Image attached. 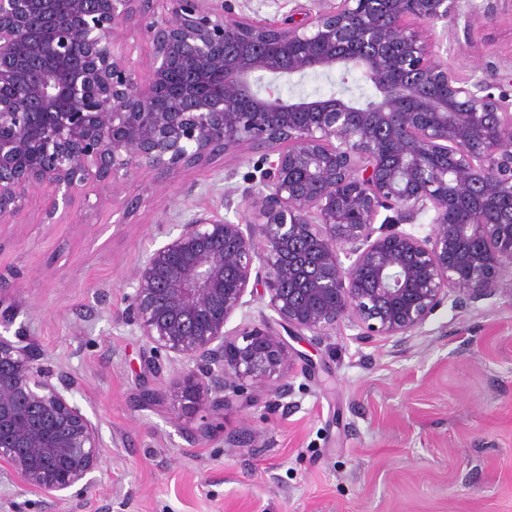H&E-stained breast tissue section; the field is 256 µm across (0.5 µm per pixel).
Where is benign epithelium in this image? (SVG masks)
<instances>
[{"instance_id": "obj_1", "label": "benign epithelium", "mask_w": 512, "mask_h": 512, "mask_svg": "<svg viewBox=\"0 0 512 512\" xmlns=\"http://www.w3.org/2000/svg\"><path fill=\"white\" fill-rule=\"evenodd\" d=\"M462 0H315L299 20L236 15L224 0H0V224L51 188L66 219L92 184L261 154L242 196L255 221L195 214L134 269L125 316L151 370L185 366L175 400L216 412L245 391L288 396L289 336L350 321L361 344H407L453 294L492 296L512 275V103L435 60L422 31ZM149 73L128 51L131 22ZM356 70L378 92L279 94L312 73ZM392 210L376 225L381 210ZM431 214L420 237L404 228ZM260 295L274 313L225 326ZM0 468L51 501L93 483L102 439L67 376L5 337ZM129 44L133 48L132 58L139 65L140 75L145 78L147 76L146 65L149 59L150 44L138 26L132 27Z\"/></svg>"}]
</instances>
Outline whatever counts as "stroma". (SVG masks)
Wrapping results in <instances>:
<instances>
[{
  "instance_id": "obj_1",
  "label": "stroma",
  "mask_w": 512,
  "mask_h": 512,
  "mask_svg": "<svg viewBox=\"0 0 512 512\" xmlns=\"http://www.w3.org/2000/svg\"><path fill=\"white\" fill-rule=\"evenodd\" d=\"M224 5L280 23L312 0ZM428 36L459 79L512 102V0H465ZM260 161L142 169L77 198L63 224L47 223L44 188L0 224V309L74 380L104 444L82 499L51 502L0 472V512H512V291L445 302L401 348L360 344L346 321L290 340L287 398L251 391L217 415L173 401L182 366L146 372L152 346L122 316L132 272L194 214L251 221L241 193Z\"/></svg>"
}]
</instances>
